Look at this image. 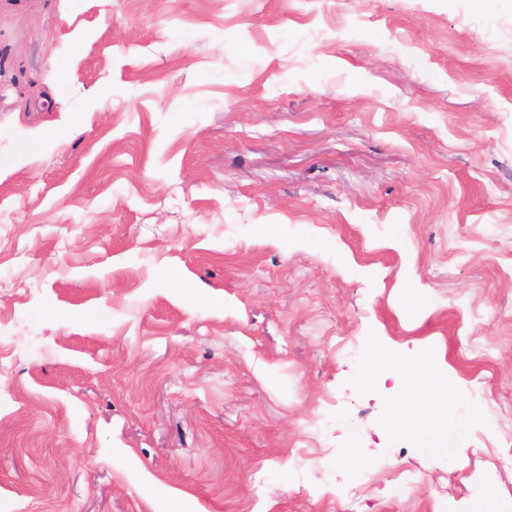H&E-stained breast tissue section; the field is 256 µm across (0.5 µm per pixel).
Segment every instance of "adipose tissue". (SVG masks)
<instances>
[{
    "label": "adipose tissue",
    "mask_w": 512,
    "mask_h": 512,
    "mask_svg": "<svg viewBox=\"0 0 512 512\" xmlns=\"http://www.w3.org/2000/svg\"><path fill=\"white\" fill-rule=\"evenodd\" d=\"M365 370L380 373L398 385L400 395L392 404L393 413L415 422L414 439L422 462L434 464L446 458L461 423L454 416L452 390L441 378L433 355L424 350H388L376 338Z\"/></svg>",
    "instance_id": "obj_1"
}]
</instances>
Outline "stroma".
Masks as SVG:
<instances>
[{
    "mask_svg": "<svg viewBox=\"0 0 512 512\" xmlns=\"http://www.w3.org/2000/svg\"><path fill=\"white\" fill-rule=\"evenodd\" d=\"M373 336L435 352L462 458L381 432ZM485 484L512 512V0H0V512Z\"/></svg>",
    "mask_w": 512,
    "mask_h": 512,
    "instance_id": "stroma-1",
    "label": "stroma"
}]
</instances>
